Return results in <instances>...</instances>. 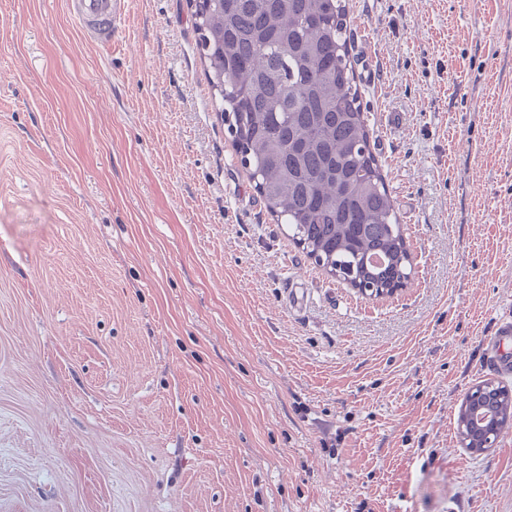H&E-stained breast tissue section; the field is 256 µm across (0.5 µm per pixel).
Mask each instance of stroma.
<instances>
[{
	"label": "stroma",
	"mask_w": 512,
	"mask_h": 512,
	"mask_svg": "<svg viewBox=\"0 0 512 512\" xmlns=\"http://www.w3.org/2000/svg\"><path fill=\"white\" fill-rule=\"evenodd\" d=\"M70 4L0 0V512H512V426L457 434L512 386V0L345 2L413 256L386 301L266 210L189 0L106 47ZM498 332L499 336H496L493 344L496 353L492 362L498 369L510 372V370H512V362L509 353L505 351L503 346L505 342L511 341L512 339V323H505L498 329ZM485 409L484 406H482L480 403H477L476 404V411H475V418H474V429H472V432H471V435L470 437H466L465 434H463V428H464V424L461 423L460 426H459V431H460V441H461V444L463 445L464 448H466V450L471 454V455H480L484 452H486L487 450L483 451V452H476L475 451V446H476V442L478 441L480 435H481V432L483 430V426L485 425V423H487L490 415L487 414V413H484L483 410ZM471 439H474V443L470 446H467V443L469 440Z\"/></svg>",
	"instance_id": "1"
}]
</instances>
